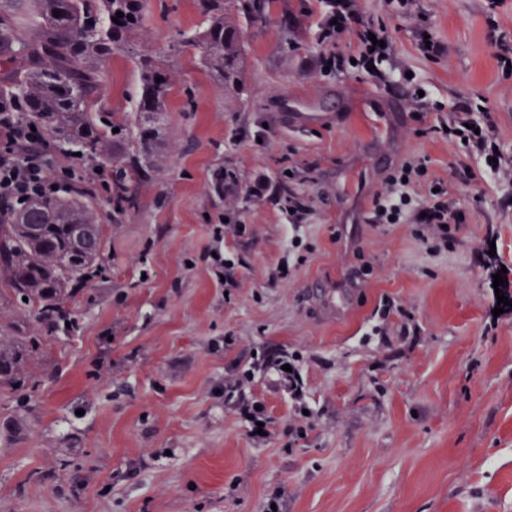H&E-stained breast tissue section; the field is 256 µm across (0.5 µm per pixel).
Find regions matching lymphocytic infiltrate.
<instances>
[{"instance_id":"lymphocytic-infiltrate-1","label":"lymphocytic infiltrate","mask_w":512,"mask_h":512,"mask_svg":"<svg viewBox=\"0 0 512 512\" xmlns=\"http://www.w3.org/2000/svg\"><path fill=\"white\" fill-rule=\"evenodd\" d=\"M356 26L357 48L353 54L330 53L327 60L334 74L365 72L370 66H381L392 56L391 46L385 45L383 25L361 19L357 0H331L327 12L319 23L320 39L328 43L335 39L338 27L347 23ZM380 39L381 47H373V39ZM474 101H466L452 113L447 127L448 140L465 156L483 160L490 174L512 175V160L496 157V145L490 125L471 130ZM52 146L39 131L31 130L28 122L10 118L0 113V206L18 205L21 199L49 197L55 187L78 179L92 183H105L108 171L89 169L85 161L66 166L55 172L52 165ZM385 194L377 196L369 217L370 223H407L413 209H420L423 216L416 230L417 237L440 245L448 243L449 225L459 223L460 210L448 199L446 189L431 179L426 165L419 160H408L394 167L388 174ZM426 186L422 203H415L414 187Z\"/></svg>"}]
</instances>
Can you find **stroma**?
Segmentation results:
<instances>
[{"label":"stroma","instance_id":"stroma-1","mask_svg":"<svg viewBox=\"0 0 512 512\" xmlns=\"http://www.w3.org/2000/svg\"><path fill=\"white\" fill-rule=\"evenodd\" d=\"M414 3L407 16L398 0L358 8L385 26L390 66L441 103L420 119L403 89L322 72V55L356 49L349 29L321 43L327 0H277L265 23L243 24L239 95L186 41L203 22L197 0H149L131 53L171 75L166 164L124 210L98 191L109 260L69 303L78 329L32 360L29 408L0 390V512H265L274 495L283 512H512V311L494 312L498 295L512 298V182L428 131L471 99L512 156V73L499 61L512 0ZM423 18L444 46L433 59L417 49ZM129 55L104 68L113 112L129 111L138 85ZM408 159L466 213L451 246L433 250L411 223L365 221ZM223 161L255 194L234 204L245 233L218 243L209 184ZM284 189L308 205L296 232ZM216 247L245 260L236 288L211 270ZM334 286L348 289V312L326 321L308 298ZM260 352L299 353L304 436L275 370L246 391L271 416L270 438L252 439L225 406V380Z\"/></svg>","mask_w":512,"mask_h":512}]
</instances>
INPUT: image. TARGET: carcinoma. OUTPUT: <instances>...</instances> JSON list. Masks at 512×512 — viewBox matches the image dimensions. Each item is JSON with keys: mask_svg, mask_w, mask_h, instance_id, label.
Masks as SVG:
<instances>
[{"mask_svg": "<svg viewBox=\"0 0 512 512\" xmlns=\"http://www.w3.org/2000/svg\"><path fill=\"white\" fill-rule=\"evenodd\" d=\"M203 26L189 39L224 89L241 92L243 33L237 19H267L275 0H198ZM0 8V113L39 124L62 153H81L110 168L112 202H136L135 188L162 166L165 155L156 119L166 111L170 76L147 55H133L139 87L131 111L110 112L101 102L104 66L127 52L144 24L148 0H11ZM123 13L121 24L112 21ZM34 25L28 40L21 28ZM161 77L163 81L156 82ZM119 132H113V129ZM214 204L247 200L237 170L224 163L211 181ZM109 257L108 238L94 190L69 188L40 198L0 220V307L34 313L44 337L76 329L65 306L72 284L97 276ZM0 314V387L16 390L32 380L31 353L41 337L25 336Z\"/></svg>", "mask_w": 512, "mask_h": 512, "instance_id": "1", "label": "carcinoma"}]
</instances>
